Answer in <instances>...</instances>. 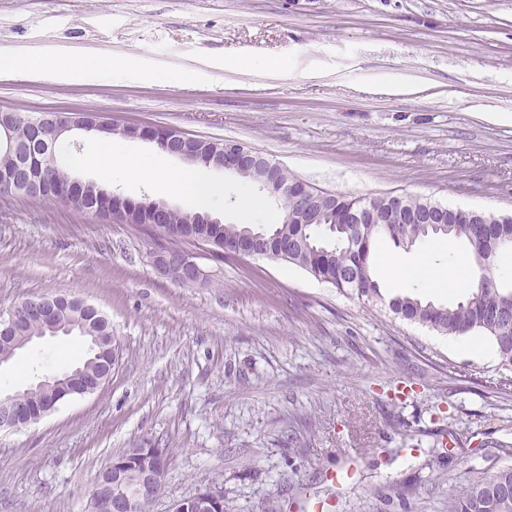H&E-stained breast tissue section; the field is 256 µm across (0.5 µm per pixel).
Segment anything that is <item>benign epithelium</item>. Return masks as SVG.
<instances>
[{
	"label": "benign epithelium",
	"mask_w": 512,
	"mask_h": 512,
	"mask_svg": "<svg viewBox=\"0 0 512 512\" xmlns=\"http://www.w3.org/2000/svg\"><path fill=\"white\" fill-rule=\"evenodd\" d=\"M85 115L62 110L53 111L50 122L44 123L36 120L37 136L43 144L45 153H50L57 138L64 134H73L75 131L102 132L120 130L129 139L151 142L160 147L165 153L178 157L190 164L200 162L197 152L184 147L188 137L177 128H157L142 124H111L103 116L97 114L94 124L84 122ZM204 165L233 172L241 167L251 168L258 176L260 189L274 195L283 193V185L279 181L277 169L279 164L252 148L238 142L227 141L220 152L210 156ZM112 220L123 224L132 223L131 211L124 203V197L112 195ZM186 240V236L178 229L166 228L161 233V244L154 253L153 264L158 272L180 284L203 283L207 280L205 271L193 260L189 250L179 245ZM255 239L248 237L235 242L224 244V256L235 258L251 256L255 253ZM67 299V296L60 297ZM58 297H32L26 303L16 306L0 318V333L15 331L22 322L27 306L41 305V312L51 317L55 311V301ZM88 351L94 355L105 348L111 358H116L115 348L112 346L110 336H87ZM85 365L80 363L71 367L62 374L45 377L35 381V384L45 387H56L70 383L65 397L84 396L95 392L105 383L111 373H106L94 383H78L82 378ZM16 393H0V430L13 431L40 420L56 407L62 397L56 396L46 401L42 406L31 413L18 405L15 401ZM171 465V458L166 448H130L121 457L112 459L104 469L114 475L133 473L135 476V489L132 495L117 493L106 487L102 478H97L91 490L90 498L93 512H133L134 503L141 497H158L165 485V478ZM196 507V512H221L222 500L210 488L198 491L194 495L177 502L174 512H188L190 506Z\"/></svg>",
	"instance_id": "obj_1"
}]
</instances>
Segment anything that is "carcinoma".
<instances>
[{
	"mask_svg": "<svg viewBox=\"0 0 512 512\" xmlns=\"http://www.w3.org/2000/svg\"><path fill=\"white\" fill-rule=\"evenodd\" d=\"M35 117L24 112L15 113L11 123L12 141L19 151L33 147ZM66 149L61 143L53 147L46 164V176L53 191L42 198L53 200L65 191L73 174L67 169L64 158ZM317 194L313 221L309 224H286L287 202L281 198L279 217L274 224H190L189 210L175 208L165 215V223L180 225L186 235L214 249V256L224 258V240L240 234H253L264 240V249L257 255L280 259L299 266L314 278L338 290L348 291L372 303L388 305L389 310L410 323L428 327L442 335L460 336L478 332L490 339L497 351L501 366L512 370V328L498 323L501 317L512 319V287L498 285L496 258L504 250L512 249V217L492 213L482 216L483 233L470 214L455 210L446 224H420L415 217L429 201L404 197L394 203L392 196L379 195L359 198L336 193ZM101 196L98 213H112V193L94 185L84 199L71 198L73 209L91 214L90 198ZM364 212L362 223H352L353 216ZM388 237L395 246L408 249L429 237L448 236L461 241L472 249L474 257L473 287L457 303L437 304L408 294L384 298L380 282L374 273L371 245L379 236ZM60 316L93 330L99 329L102 320L92 313H78L71 306L60 307ZM512 485V468L500 469L475 483L460 488L448 500V512H512V498L497 495L495 489Z\"/></svg>",
	"mask_w": 512,
	"mask_h": 512,
	"instance_id": "cac0c4a2",
	"label": "carcinoma"
}]
</instances>
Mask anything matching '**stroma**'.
Instances as JSON below:
<instances>
[{"instance_id":"35a3bbf8","label":"stroma","mask_w":512,"mask_h":512,"mask_svg":"<svg viewBox=\"0 0 512 512\" xmlns=\"http://www.w3.org/2000/svg\"><path fill=\"white\" fill-rule=\"evenodd\" d=\"M0 56L29 63L0 73V109L174 127L252 147L323 191L512 214V0H0ZM90 56L124 65L80 68ZM51 59L73 67L44 70ZM160 70L187 80L154 83ZM202 173L222 223L277 215L235 174ZM103 183L196 208L119 169ZM159 243L56 201L0 199V310L78 295L110 318L116 351L96 392L0 432V512H91L95 478L128 448L171 451L152 512L206 487L237 512L272 500L294 512L305 497L333 512H448L460 486L512 467L498 357L281 260L200 249L208 281L176 284L153 266ZM423 250L448 265L440 237L405 251L381 236L372 254ZM83 355L79 337L38 339L0 365V391ZM348 459L357 475L336 489Z\"/></svg>"}]
</instances>
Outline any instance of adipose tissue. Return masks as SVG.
I'll return each instance as SVG.
<instances>
[{
    "label": "adipose tissue",
    "mask_w": 512,
    "mask_h": 512,
    "mask_svg": "<svg viewBox=\"0 0 512 512\" xmlns=\"http://www.w3.org/2000/svg\"><path fill=\"white\" fill-rule=\"evenodd\" d=\"M79 163L83 166H93L105 176L111 173L113 167L119 166L137 180L149 183L154 179L153 173L142 166L138 155L121 150L112 141L106 139L95 143L91 151L80 158ZM468 262L469 259L465 254H457L453 257L452 265L444 269L434 266L429 252L425 251L411 266L386 261L382 264V270L387 278L395 282L405 284L419 280L426 288L434 291L447 288L454 290L471 287V278L463 273Z\"/></svg>",
    "instance_id": "obj_1"
}]
</instances>
